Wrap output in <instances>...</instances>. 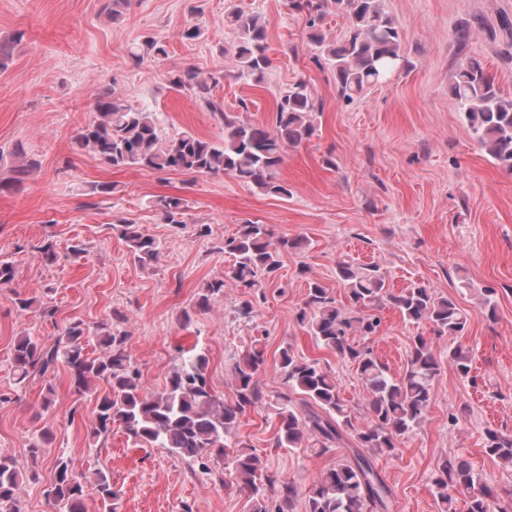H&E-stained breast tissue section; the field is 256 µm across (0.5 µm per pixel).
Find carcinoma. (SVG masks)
Instances as JSON below:
<instances>
[{"label": "carcinoma", "mask_w": 512, "mask_h": 512, "mask_svg": "<svg viewBox=\"0 0 512 512\" xmlns=\"http://www.w3.org/2000/svg\"><path fill=\"white\" fill-rule=\"evenodd\" d=\"M129 2L105 0L103 11L115 22L123 17ZM287 3L292 13L305 17L306 39L314 50L311 60L321 69L329 66L345 103L351 104L365 90L387 82L395 70L408 72L413 68L404 53L402 29L385 10L384 0ZM330 14L345 26L338 39L329 38L324 29ZM224 22L237 33L233 54L236 70L231 77L261 84L271 66L264 21L259 14L233 5L225 12ZM477 29L495 33L478 14L463 19L454 30L457 60L448 96L480 149L498 169L512 175V98L503 97L484 61L471 54V33ZM22 38L20 32L10 41H0V70L8 67ZM167 55V42L159 36H147L128 48V56L137 63ZM221 78V74L203 77L194 67L167 75L172 88L193 94L220 115L224 124L220 142L187 131L163 138L153 113L132 109L108 87L95 95L94 116L80 126L76 143L112 168L224 174L262 194L290 196L288 184L277 178V172L286 149L301 146L315 134L313 114L321 111L319 100L301 79L279 97L272 125L267 126L241 120L214 101L212 91ZM10 157L12 176L0 179V192L13 189L40 167V161L22 147ZM156 205L168 224L184 223L190 209L189 201L180 196H162ZM112 230L124 240L135 260L145 264L155 259L156 241L139 225L122 222L112 225ZM304 247L305 240L300 237L272 239L265 224L240 225L220 246L233 263L224 268L222 277L203 284L197 306L206 310L212 300L224 295V287L232 284L243 289L235 306L238 319L252 323L257 316L258 291L275 277L281 256ZM336 278L344 288L346 302L312 280L296 318L314 337L316 346L355 365L369 394L368 421L359 429L333 373L320 360L300 356L289 345L279 350L285 390L276 394L267 391L261 380L265 351L257 345L229 367L235 385L231 402L212 388L207 377V352L196 347L179 349L165 387L150 391L128 351L127 336L120 328L125 316L119 312L98 326V340L105 353L97 357L88 353L86 328L77 320L69 322L50 343L28 333L15 337L11 346L14 381L21 387L32 378L43 379L42 405L47 409L55 393L52 380L59 369L67 370L76 400L94 397L91 438L118 425L140 448H166L205 470L222 463L224 489L244 494L246 512H391L392 491L377 472L373 458L395 454L398 444L425 422L442 358L420 334L413 338L403 371L392 374L369 344L381 331L382 318L376 311L390 307L403 320L425 323L436 335L448 337V366L462 377L472 370V352L460 341L472 316L453 297L438 295L424 282L394 290L388 273L374 264L355 266L341 261L336 265ZM494 293L492 288L482 292L479 312L487 319L497 316ZM357 336L361 340H355ZM256 407L271 409L275 417L271 447L325 454L345 444L347 456L320 472L305 488L280 478L263 465L256 449L231 438L240 418ZM53 441L51 433H43L40 441L28 448L31 460L47 455ZM484 448L489 456L512 465V433L486 430ZM52 471L53 480L44 491L52 512H85V500L91 493L101 503L102 512H120L119 495L105 469L97 468L88 475L73 459L58 455ZM27 477L13 457L0 454V512H19L17 495ZM433 486L440 512H457L459 502L463 512H495L497 493L460 455L437 464ZM269 490L274 492L271 498L266 495Z\"/></svg>", "instance_id": "carcinoma-1"}]
</instances>
